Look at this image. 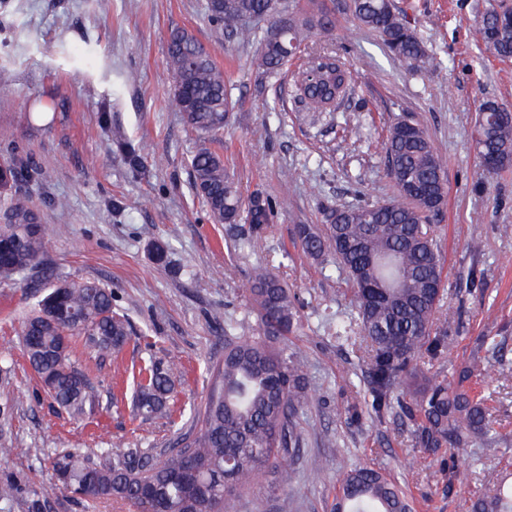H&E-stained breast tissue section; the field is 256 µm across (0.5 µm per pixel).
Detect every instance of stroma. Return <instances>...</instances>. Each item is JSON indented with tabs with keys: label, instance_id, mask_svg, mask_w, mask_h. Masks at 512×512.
<instances>
[{
	"label": "stroma",
	"instance_id": "stroma-1",
	"mask_svg": "<svg viewBox=\"0 0 512 512\" xmlns=\"http://www.w3.org/2000/svg\"><path fill=\"white\" fill-rule=\"evenodd\" d=\"M284 2L297 20L324 12L334 20L329 31L314 30L311 43L335 48L353 72L354 93L335 122L303 118L287 72L259 75L269 21L253 22L252 42L242 43L208 17L206 0H0V169L37 171L0 187V212L18 200L31 207L49 233L45 273L108 286L131 328L112 357L74 352L98 400L94 413L71 418L34 375L18 335L20 317L43 289L0 279V353L12 365L0 373V485L13 488L0 512H32L36 491L54 481L49 459L57 453L93 457L119 447L157 457L192 432L190 410L205 398L208 367L224 358V330L250 316L244 292L260 264L295 296L301 327L292 343L307 361L314 400L298 420L291 485L261 475L232 500L231 512H333L336 476L355 464L399 483L414 512H469L512 473V166L480 177L474 150L483 101L512 108V60L489 55L473 36L490 0H392L427 51L413 66L358 26L349 0ZM175 28L191 33L224 72L233 111L211 148L242 196L260 190L275 205L258 251L235 249L247 226L212 223L193 186L191 161L202 141L171 105L167 37ZM49 41L57 56L42 54ZM398 116L428 132L444 163L447 201L433 228L454 345L434 368L452 375L483 337L498 343L474 388L503 438L499 455H485L477 439L466 459L453 461L443 449L423 470L413 466L420 451L405 418L378 428L347 419L359 383L341 371L360 366L351 346L337 342L336 323L350 314L351 294L293 236L294 224H324L336 206L393 197L380 145ZM130 146L139 167L126 160ZM60 200L65 208H57ZM474 241L480 253L470 251ZM158 244L167 251L162 262L153 257ZM153 361L179 367L168 418L135 412L133 375ZM451 463L460 481L450 492L439 473Z\"/></svg>",
	"mask_w": 512,
	"mask_h": 512
}]
</instances>
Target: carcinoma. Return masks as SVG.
Listing matches in <instances>:
<instances>
[{
  "label": "carcinoma",
  "mask_w": 512,
  "mask_h": 512,
  "mask_svg": "<svg viewBox=\"0 0 512 512\" xmlns=\"http://www.w3.org/2000/svg\"><path fill=\"white\" fill-rule=\"evenodd\" d=\"M275 8V0H206L208 16L243 40L252 35L247 19ZM349 9L358 25L379 33L395 58L409 65L424 59L422 41L390 0H350ZM508 11L490 5L476 28L485 51L503 60L512 58V27L499 20ZM276 25L280 34H267L260 46L257 67L263 75L282 69L311 38L309 28L288 17ZM168 70L175 110L202 134L224 130L233 109L224 72L185 30L169 33ZM290 74L295 97L314 112H335L336 101L353 91L350 65L333 48L307 50ZM495 104L482 103L476 136V154L497 159L495 169H482L486 174L512 164V125L499 119ZM383 149L394 198L342 205L326 224L294 225V237L309 257L332 259L351 284L354 311L336 325V339L358 352L359 394L372 423L381 426L403 415L412 422L415 447L427 454L448 448L462 455L477 436L494 453L491 410L469 385L482 374L481 358L461 367L452 381L423 369L447 357L451 343L448 330L438 325L448 315L441 246L430 227L446 205L442 160L427 131L403 117L390 127ZM191 167L212 220L249 225L240 246L259 248L274 213L268 198L257 191L243 199L223 159L209 147L194 155ZM45 249L46 229L37 214L24 203L13 204L0 221V278L26 277L42 263ZM248 291L259 322L229 327L224 360L212 366L204 405L193 409L199 430L185 446L154 462L129 448L102 449L103 463L60 452L51 460L55 483L40 489L34 508L62 489L81 500H122L137 512H228L231 500L268 469L288 487L291 475L283 461L296 450V419L311 399L305 360L289 344L300 319L294 296L268 267L255 268ZM129 336L127 320L113 308L112 289L92 279L49 282L21 322L29 365L73 418L94 406L92 382L72 360L75 344L104 357L120 351ZM419 374L425 384L409 397L402 385ZM173 388L172 368L146 369L137 413L166 412ZM334 512H412V506L386 475L359 465L340 479ZM472 512H512V482L477 499Z\"/></svg>",
  "instance_id": "obj_1"
}]
</instances>
